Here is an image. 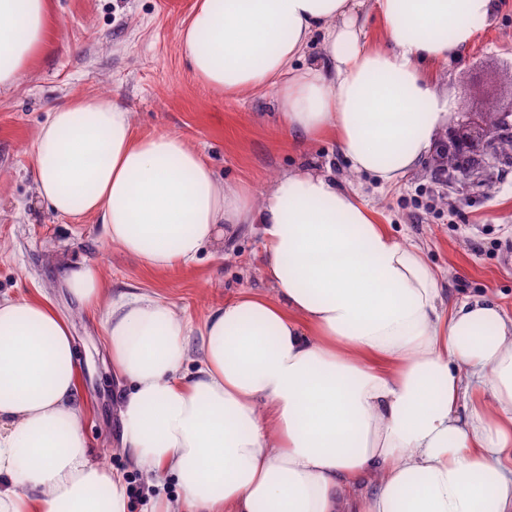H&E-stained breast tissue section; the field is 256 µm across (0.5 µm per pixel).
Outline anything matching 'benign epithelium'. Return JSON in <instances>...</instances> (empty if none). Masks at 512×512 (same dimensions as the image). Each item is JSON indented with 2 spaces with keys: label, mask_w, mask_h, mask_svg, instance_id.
<instances>
[{
  "label": "benign epithelium",
  "mask_w": 512,
  "mask_h": 512,
  "mask_svg": "<svg viewBox=\"0 0 512 512\" xmlns=\"http://www.w3.org/2000/svg\"><path fill=\"white\" fill-rule=\"evenodd\" d=\"M512 110L496 112L488 120L485 112L461 113V119L448 125L447 143L440 157L447 163L439 171L448 176V187L482 191L494 173L512 168Z\"/></svg>",
  "instance_id": "obj_1"
}]
</instances>
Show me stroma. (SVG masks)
<instances>
[{
  "mask_svg": "<svg viewBox=\"0 0 512 512\" xmlns=\"http://www.w3.org/2000/svg\"><path fill=\"white\" fill-rule=\"evenodd\" d=\"M196 3L49 0V50L0 93V295L48 297L69 319L93 455L125 470L139 508L151 489L113 453L124 382L109 363L99 316L68 292L56 261L99 264L111 295L156 293L199 321L239 291H267L258 234L244 224L223 246L207 247L191 268L148 270L106 245L98 217L75 224L37 199L30 149L47 113L77 94H105L134 112L138 131H166L196 146L226 181L246 179L259 190L279 171L328 164L341 184L362 185L334 142L303 148L289 142L272 92L226 95L197 83L178 41ZM439 87L464 112L512 108V0H495L490 19L451 58ZM438 164L434 154L394 187L362 186L365 200L395 236L424 246L449 301L483 294L512 316V169L501 172L492 191L459 192L441 179Z\"/></svg>",
  "mask_w": 512,
  "mask_h": 512,
  "instance_id": "35a3bbf8",
  "label": "stroma"
}]
</instances>
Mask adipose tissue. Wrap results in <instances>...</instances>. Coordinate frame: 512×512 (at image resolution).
<instances>
[{"label":"adipose tissue","mask_w":512,"mask_h":512,"mask_svg":"<svg viewBox=\"0 0 512 512\" xmlns=\"http://www.w3.org/2000/svg\"><path fill=\"white\" fill-rule=\"evenodd\" d=\"M363 5L199 0L181 53L211 89L273 91L294 144L333 139L351 174L392 186L446 133L458 105L439 73L495 0H375L380 47ZM48 19V0H0V91L47 48ZM32 171L54 213L99 216L105 242L152 270L258 229L269 293L240 291L199 323L156 294L107 301L99 265L58 263L104 312L126 382L117 453L155 489L149 512H512V317L485 297L448 302L423 247L360 190L300 167L255 194L104 95L49 112ZM81 386L52 303L0 296V512H132L124 474L91 458ZM366 42L370 45H381L384 34L381 21L374 7V0H367L364 6Z\"/></svg>","instance_id":"ef3b65f1"}]
</instances>
